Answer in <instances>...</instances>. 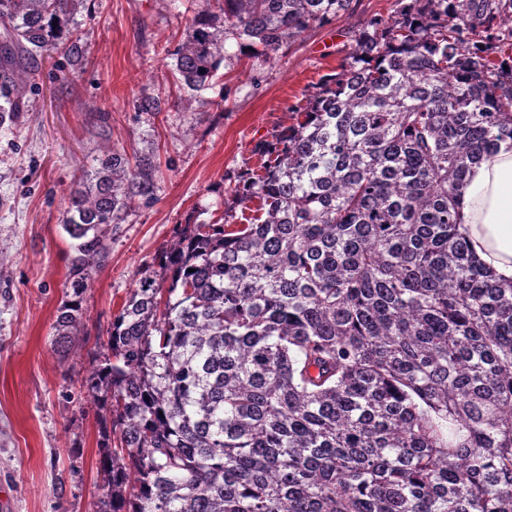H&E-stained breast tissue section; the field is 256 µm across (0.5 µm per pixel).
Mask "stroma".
I'll use <instances>...</instances> for the list:
<instances>
[{"label":"stroma","mask_w":512,"mask_h":512,"mask_svg":"<svg viewBox=\"0 0 512 512\" xmlns=\"http://www.w3.org/2000/svg\"><path fill=\"white\" fill-rule=\"evenodd\" d=\"M204 0H87L83 59H40L26 112L0 125V506L5 512H95L104 494L98 410L83 381L112 317L184 225L240 215L229 177L256 168L254 147L290 123L288 108L341 70L371 17L397 0H352L265 62L225 58L213 85L181 100L167 52ZM166 100L163 112L139 100ZM154 147L156 203L129 212L84 299L68 356L52 344L71 240L61 226L72 182L108 148Z\"/></svg>","instance_id":"obj_1"}]
</instances>
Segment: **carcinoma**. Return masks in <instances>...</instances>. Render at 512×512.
<instances>
[{
    "label": "carcinoma",
    "mask_w": 512,
    "mask_h": 512,
    "mask_svg": "<svg viewBox=\"0 0 512 512\" xmlns=\"http://www.w3.org/2000/svg\"><path fill=\"white\" fill-rule=\"evenodd\" d=\"M215 2L168 52L192 95L230 42L265 60L352 0ZM399 2L232 176L254 216L185 225L113 316L85 381L110 415L99 512H512V283L458 231L468 172L512 139V0ZM85 5L0 0V123ZM155 171L112 148L73 183L58 352Z\"/></svg>",
    "instance_id": "cac0c4a2"
}]
</instances>
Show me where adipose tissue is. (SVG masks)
Listing matches in <instances>:
<instances>
[{
  "mask_svg": "<svg viewBox=\"0 0 512 512\" xmlns=\"http://www.w3.org/2000/svg\"><path fill=\"white\" fill-rule=\"evenodd\" d=\"M459 230L493 277L512 282V140L475 165L462 189Z\"/></svg>",
  "mask_w": 512,
  "mask_h": 512,
  "instance_id": "ef3b65f1",
  "label": "adipose tissue"
}]
</instances>
